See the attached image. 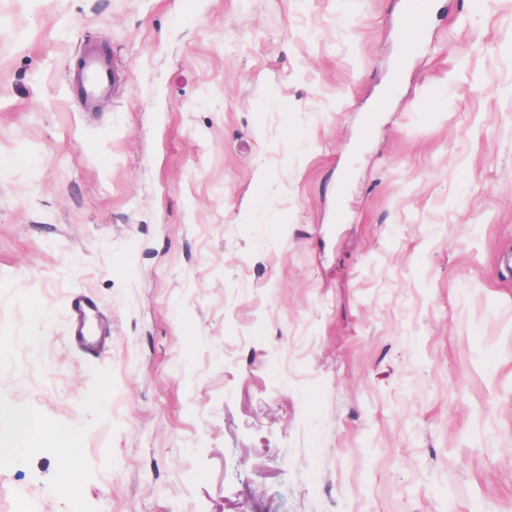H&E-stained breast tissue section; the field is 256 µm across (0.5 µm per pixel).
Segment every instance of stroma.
<instances>
[{
  "mask_svg": "<svg viewBox=\"0 0 512 512\" xmlns=\"http://www.w3.org/2000/svg\"><path fill=\"white\" fill-rule=\"evenodd\" d=\"M434 2L397 83L405 0H0V512H512V0ZM113 78L112 60L95 51H87L82 57L77 81L87 100L106 94ZM70 322L67 336L72 344L90 354L106 334L97 325V303L89 295L73 294L68 300ZM17 439L15 448L0 452V466H13L27 454L28 448L34 447L39 436L44 432L43 425L32 414H20L16 417Z\"/></svg>",
  "mask_w": 512,
  "mask_h": 512,
  "instance_id": "obj_1",
  "label": "stroma"
}]
</instances>
